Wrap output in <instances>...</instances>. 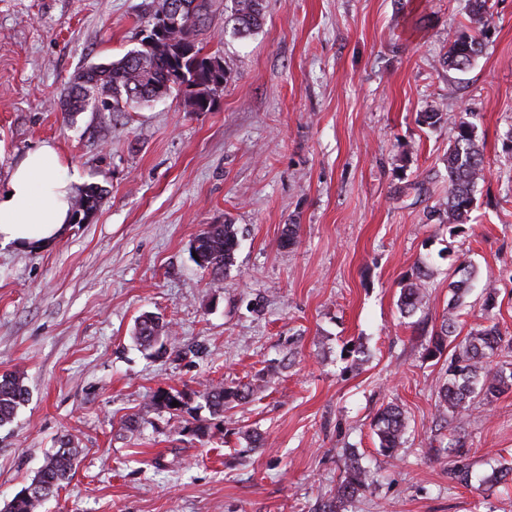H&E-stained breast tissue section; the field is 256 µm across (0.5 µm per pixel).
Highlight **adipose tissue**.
<instances>
[{"instance_id":"1","label":"adipose tissue","mask_w":512,"mask_h":512,"mask_svg":"<svg viewBox=\"0 0 512 512\" xmlns=\"http://www.w3.org/2000/svg\"><path fill=\"white\" fill-rule=\"evenodd\" d=\"M75 191L56 145L36 147L0 190V244L34 249L54 242L70 222Z\"/></svg>"}]
</instances>
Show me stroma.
<instances>
[{
    "label": "stroma",
    "mask_w": 512,
    "mask_h": 512,
    "mask_svg": "<svg viewBox=\"0 0 512 512\" xmlns=\"http://www.w3.org/2000/svg\"><path fill=\"white\" fill-rule=\"evenodd\" d=\"M156 4L0 0V188L47 141L81 184L107 191L90 223L52 244L0 245V373L22 372L29 391L0 428V505L67 437L78 465L42 512H320L352 452L373 482L347 512H512V482L484 480L512 463V389L464 421L469 482L456 483L453 458L435 452L448 363L423 351L463 261L479 276L460 337L488 320L512 337V0H488L483 52L461 75L445 56L471 0H264L263 25L244 38L224 23L232 0H213L203 44L229 79L211 111L173 94L65 122L70 81L136 48ZM430 109L448 122L418 124ZM461 112L490 174L452 234L429 211L448 190ZM223 222L240 247L215 280L190 243ZM287 224L299 236L285 248ZM419 262L427 305L405 317L398 300ZM145 312L193 355L137 345ZM254 379L210 438L191 431L206 409L150 404L160 389ZM391 402L408 428L394 457L372 430ZM248 429L264 440L250 453Z\"/></svg>",
    "instance_id": "obj_1"
}]
</instances>
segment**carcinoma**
Instances as JSON below:
<instances>
[{"instance_id": "carcinoma-1", "label": "carcinoma", "mask_w": 512, "mask_h": 512, "mask_svg": "<svg viewBox=\"0 0 512 512\" xmlns=\"http://www.w3.org/2000/svg\"><path fill=\"white\" fill-rule=\"evenodd\" d=\"M192 13L186 14L181 27L172 29L159 43L136 48V55L126 53L117 60L91 65L77 74L62 102L68 118L86 112L118 114L135 104L152 101L160 88L170 95H183L192 112H208L217 95L215 74L206 65L214 54L204 51L198 36L211 23L210 0H187ZM492 15L486 0H474V6L462 24V31L449 42L445 57L448 70L467 72L483 50V39L491 25ZM228 21L239 35H247L262 23V0H233ZM195 88V96L182 90V85ZM454 136L448 147V198L435 206L437 220L452 232L468 221L474 203V188L487 178L489 170L484 156V144L479 138L471 114H460L454 121ZM105 190L95 184L84 186L74 197L72 211L81 208L98 209ZM239 230L231 223L210 224L198 234L192 247L202 258L200 269L218 280L233 265L239 248ZM458 279L449 284L453 295L442 315L440 330L432 334L425 347L429 357H442L448 346L453 352L448 358V372L437 389L438 418L446 423H463L471 404L480 399L488 403L512 389V369L491 364L502 343L512 347V338L504 340L498 324L480 325L468 337L456 341L458 310L471 290L476 270L460 263L455 269ZM426 264L414 265L402 288L399 309L411 317L426 307ZM134 339L144 348L164 347L172 341L169 324L157 315L145 313L138 319ZM251 395L250 387L226 388L211 385L202 391L162 390L152 397L153 405L171 413H189L195 400L197 408H206L210 419L193 429L200 437H212L222 432L224 411L232 402L242 404ZM24 377L14 371L0 375V427L11 423L18 408L26 401ZM179 406H172V402ZM380 451L388 456L398 454L405 442L406 422L401 408L395 404L381 410L372 423ZM77 467V449L63 440L50 454L32 481L38 492L30 496L16 495L3 507L4 512H40L44 502L63 486ZM371 473L359 463L358 456L349 454L344 475L336 483L335 493L323 512H341V507L369 487Z\"/></svg>"}]
</instances>
